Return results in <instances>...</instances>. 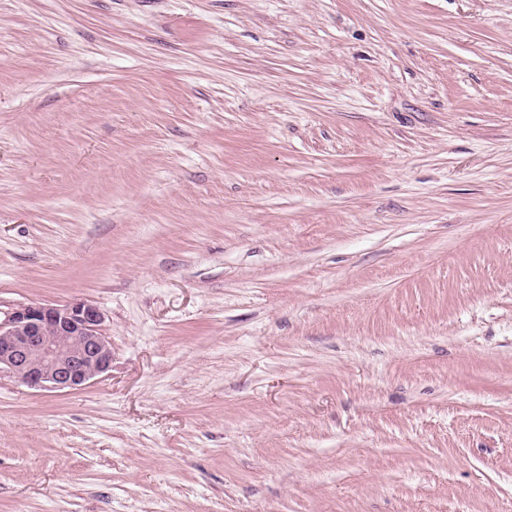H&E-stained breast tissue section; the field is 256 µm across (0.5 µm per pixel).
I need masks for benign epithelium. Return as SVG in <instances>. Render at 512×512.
Here are the masks:
<instances>
[{"instance_id":"1","label":"benign epithelium","mask_w":512,"mask_h":512,"mask_svg":"<svg viewBox=\"0 0 512 512\" xmlns=\"http://www.w3.org/2000/svg\"><path fill=\"white\" fill-rule=\"evenodd\" d=\"M104 314L88 301L0 310V375L37 390H74L112 366Z\"/></svg>"}]
</instances>
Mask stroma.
<instances>
[{
    "mask_svg": "<svg viewBox=\"0 0 512 512\" xmlns=\"http://www.w3.org/2000/svg\"><path fill=\"white\" fill-rule=\"evenodd\" d=\"M0 512H512V0H0ZM104 314L88 301L0 309V376L37 390H74L112 366Z\"/></svg>",
    "mask_w": 512,
    "mask_h": 512,
    "instance_id": "stroma-1",
    "label": "stroma"
}]
</instances>
